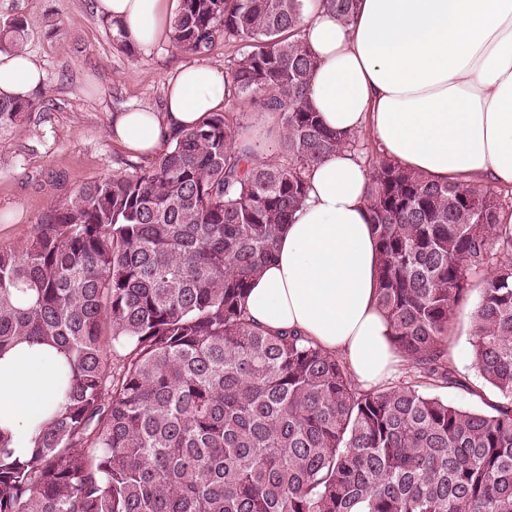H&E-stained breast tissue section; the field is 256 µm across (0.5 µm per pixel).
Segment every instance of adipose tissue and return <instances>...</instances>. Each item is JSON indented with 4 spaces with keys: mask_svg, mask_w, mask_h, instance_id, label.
I'll use <instances>...</instances> for the list:
<instances>
[{
    "mask_svg": "<svg viewBox=\"0 0 512 512\" xmlns=\"http://www.w3.org/2000/svg\"><path fill=\"white\" fill-rule=\"evenodd\" d=\"M174 3L96 0L95 11L151 47L167 38ZM303 12L317 59L308 105L328 129L368 133L390 159L435 181L512 186V0H358L349 24L325 0H303ZM44 80L30 54L0 52L1 97H34ZM164 86L162 109L131 108L112 122L131 155L155 157L224 104V74L207 63L178 69ZM369 179L345 148L311 168L307 196L245 307L253 324L309 338L373 389L395 378L401 357L376 301ZM59 360L48 346L0 359V428L16 454L30 452L32 427L56 399Z\"/></svg>",
    "mask_w": 512,
    "mask_h": 512,
    "instance_id": "adipose-tissue-1",
    "label": "adipose tissue"
}]
</instances>
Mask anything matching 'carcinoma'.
Wrapping results in <instances>:
<instances>
[{
	"label": "carcinoma",
	"mask_w": 512,
	"mask_h": 512,
	"mask_svg": "<svg viewBox=\"0 0 512 512\" xmlns=\"http://www.w3.org/2000/svg\"><path fill=\"white\" fill-rule=\"evenodd\" d=\"M345 23L356 0H328ZM301 0H178L173 48L247 51L224 112L149 165L97 178L17 253L0 248V356L23 341L63 356L56 406L27 455L0 429V512H512V205L487 187L372 163L377 303L404 379L361 388L303 336L254 325L244 303L302 205L310 168L358 136L306 105L316 59ZM23 18L0 26L21 50ZM250 104L251 113L234 103ZM40 97L0 98V132ZM280 132L257 159L249 118ZM480 383L449 338L470 291ZM462 387L486 411L431 389Z\"/></svg>",
	"instance_id": "1"
}]
</instances>
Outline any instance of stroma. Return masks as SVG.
<instances>
[{
    "instance_id": "obj_1",
    "label": "stroma",
    "mask_w": 512,
    "mask_h": 512,
    "mask_svg": "<svg viewBox=\"0 0 512 512\" xmlns=\"http://www.w3.org/2000/svg\"><path fill=\"white\" fill-rule=\"evenodd\" d=\"M16 16L27 23L26 50L45 72L46 96L43 108L0 137V247L18 249L81 186L126 172L131 157L112 138L115 114L160 107L166 75L201 61L227 69L243 47L221 42L198 57L162 42L130 55L113 43L95 0H0V22ZM47 124L55 131L50 140ZM469 321V309L459 308L450 350L460 374L474 381Z\"/></svg>"
}]
</instances>
